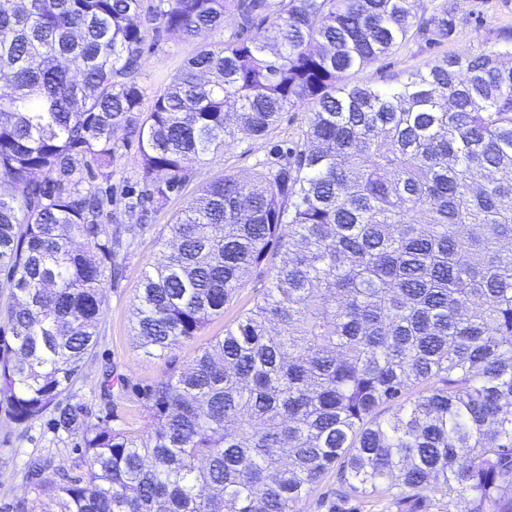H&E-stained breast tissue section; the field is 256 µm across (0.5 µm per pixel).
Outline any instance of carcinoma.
<instances>
[{
    "label": "carcinoma",
    "mask_w": 512,
    "mask_h": 512,
    "mask_svg": "<svg viewBox=\"0 0 512 512\" xmlns=\"http://www.w3.org/2000/svg\"><path fill=\"white\" fill-rule=\"evenodd\" d=\"M419 0H0V411L49 408L81 437L80 473L27 466L21 512H301L332 497L395 512H512V66L498 42L395 85L347 75L416 36L448 40ZM197 46L150 108L143 46ZM307 109L301 143L209 181L144 272L138 347L200 335L251 270L267 285L224 335L143 394L146 429L63 402L96 344L104 285L205 157ZM142 189L122 219L118 130ZM54 174L50 179L40 173ZM165 178H157L158 174Z\"/></svg>",
    "instance_id": "1"
}]
</instances>
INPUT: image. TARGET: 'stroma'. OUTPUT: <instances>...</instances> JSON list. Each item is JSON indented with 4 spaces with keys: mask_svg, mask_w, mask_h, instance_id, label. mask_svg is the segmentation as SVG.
I'll return each mask as SVG.
<instances>
[{
    "mask_svg": "<svg viewBox=\"0 0 512 512\" xmlns=\"http://www.w3.org/2000/svg\"><path fill=\"white\" fill-rule=\"evenodd\" d=\"M425 14L447 9L452 31L446 42L431 45L411 39L390 56L375 60L351 74L350 82L386 85L443 56L474 55L492 41L502 42L512 64V0H421ZM196 44L174 32L162 33L146 49L140 82L147 94H154L165 75L180 66L195 50ZM307 110L283 113L278 128L269 136L248 143H237L207 157L178 195L158 211L151 224L131 246L122 247L124 267L119 280L107 282L104 313L97 328V343L75 378L69 394L80 403L91 420L115 430L142 429L148 416L139 395L141 388L160 381L171 367L186 364L214 337L223 335L225 324L251 306L265 275L253 271L237 297L213 319L200 336L184 341L159 359L146 355L136 343L132 331V312L141 277L150 269L168 238L173 217L201 190L221 174L248 176L257 161L270 158L277 147L299 144L307 124ZM51 413L23 424L15 423L0 412V512H18L20 502L35 498L24 473L30 459L52 458L55 464L74 470L80 460L75 437L55 431Z\"/></svg>",
    "mask_w": 512,
    "mask_h": 512,
    "instance_id": "1",
    "label": "stroma"
}]
</instances>
